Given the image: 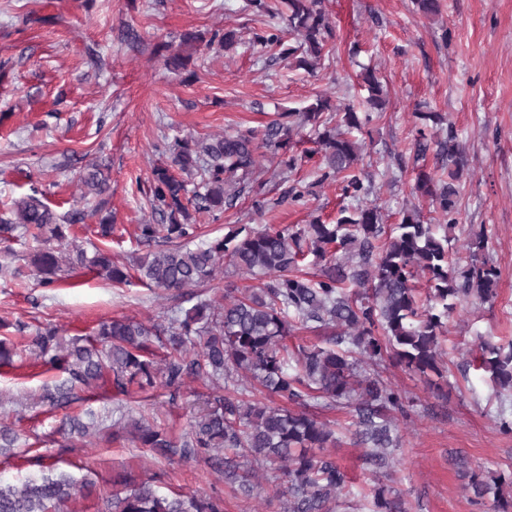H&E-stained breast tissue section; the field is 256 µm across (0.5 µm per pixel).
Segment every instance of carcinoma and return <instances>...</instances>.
Returning <instances> with one entry per match:
<instances>
[{
	"label": "carcinoma",
	"mask_w": 512,
	"mask_h": 512,
	"mask_svg": "<svg viewBox=\"0 0 512 512\" xmlns=\"http://www.w3.org/2000/svg\"><path fill=\"white\" fill-rule=\"evenodd\" d=\"M251 4L270 17L287 15L300 43L282 50L281 56L294 59L309 73L321 69L333 28L320 0ZM360 78L367 92L363 108L346 105L334 125L324 118L330 102L320 97L303 111L288 113L286 122L275 119L260 130L177 143L176 165L202 179L204 192L191 198L185 181L169 169L153 171L150 192L161 223L140 225L139 241L148 247L160 241L164 245L139 259L140 280L151 288L182 293L215 279L227 260L263 287L240 297L226 294L222 303L204 299L184 317L163 323L110 319L100 324L93 339L74 338L65 344L54 328L32 337L38 357L67 374L39 395L42 404L53 408L69 403L78 388H96L106 376L123 395L131 385L147 390L161 384L177 392L192 377L224 383L225 395L214 397L193 417L178 444L141 419L123 413L114 419L93 410L60 422L57 433L64 442L114 427L126 429L142 446L163 456L178 453L209 460L245 495L255 488L258 468L269 465L282 476L274 494L282 499L283 512H336L346 475L324 454L336 447V431L314 410L350 407L356 416V439L368 449L369 461L378 469L390 466L398 448L396 415L407 414L406 397L382 379L378 367L388 358L428 386L439 387L445 373L442 341L450 318L474 298L488 303L497 297L499 272L488 257L486 235L469 240L466 265L453 258L449 230L459 223L460 180L469 160L446 114L417 113L423 124L415 139L418 152L433 147L436 159L453 166L445 179L422 171L415 182V190L430 198L439 223L429 224L419 210L406 208L400 222L388 230L379 207L370 204L341 209L334 224L317 218L277 230L240 226L190 247L198 237L190 210L222 212L233 205L260 158L287 154L304 125L316 133L311 154L320 155L321 174L315 182L287 191L290 202L301 204L316 186L338 178L345 196L367 195L371 183L358 167L362 145L354 133L384 108L387 93L373 71L365 70ZM430 123L447 125V136L432 141ZM80 182L95 195L108 189V177L98 164L90 165ZM11 214L0 232L19 230L35 240L56 242L34 259L43 286L56 282L62 263L94 270L115 284L129 282L107 251L96 247L89 253L67 241L68 227L83 223L82 211L72 210L67 223L60 224L34 188L12 203ZM307 252L320 264L314 279L296 272L298 258ZM419 277L426 281L423 297L414 285ZM298 329L323 332L320 343L290 349L287 339ZM155 341L167 350L159 363L151 353ZM478 349V369L489 375L500 402L499 429L512 434V340L481 336ZM257 385L282 405L250 398ZM88 487L65 472L19 483L0 477V512H65L66 504ZM508 488L512 473L488 480L473 476L468 483L475 502L493 495L494 512H512ZM371 496V512H407L401 495L384 485L373 487ZM98 512H224V499L168 496L150 481L131 477L125 495L102 498Z\"/></svg>",
	"instance_id": "1"
}]
</instances>
